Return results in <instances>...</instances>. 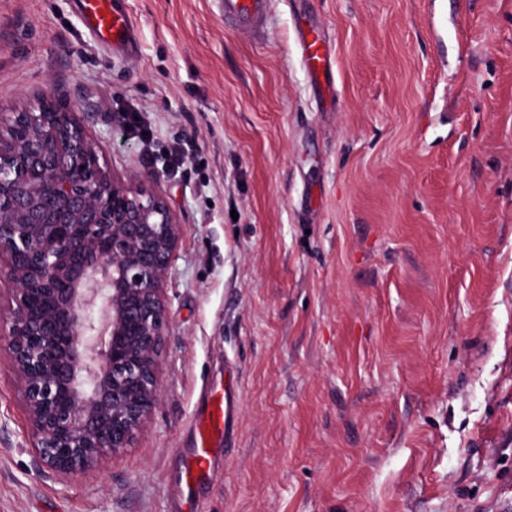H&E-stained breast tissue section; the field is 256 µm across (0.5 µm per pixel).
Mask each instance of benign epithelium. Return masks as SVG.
Instances as JSON below:
<instances>
[{
	"instance_id": "7a95c632",
	"label": "benign epithelium",
	"mask_w": 512,
	"mask_h": 512,
	"mask_svg": "<svg viewBox=\"0 0 512 512\" xmlns=\"http://www.w3.org/2000/svg\"><path fill=\"white\" fill-rule=\"evenodd\" d=\"M51 97L0 113V334L38 463L95 475L154 413L181 225Z\"/></svg>"
}]
</instances>
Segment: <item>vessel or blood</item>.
Instances as JSON below:
<instances>
[{
  "mask_svg": "<svg viewBox=\"0 0 512 512\" xmlns=\"http://www.w3.org/2000/svg\"><path fill=\"white\" fill-rule=\"evenodd\" d=\"M224 20L235 30L251 33L262 28L269 13V0H221ZM79 10L88 29L113 48L125 49L132 44V23L121 0H79ZM300 62L310 78L319 85L322 95L334 93L331 41L313 25L301 26L297 35ZM236 406L230 396L212 399L208 408L195 420L197 441L190 449L180 478L179 497L185 512H195L194 488L208 474L209 440L230 438Z\"/></svg>",
  "mask_w": 512,
  "mask_h": 512,
  "instance_id": "obj_1",
  "label": "vessel or blood"
}]
</instances>
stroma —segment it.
<instances>
[{
    "label": "stroma",
    "instance_id": "stroma-1",
    "mask_svg": "<svg viewBox=\"0 0 512 512\" xmlns=\"http://www.w3.org/2000/svg\"><path fill=\"white\" fill-rule=\"evenodd\" d=\"M125 6L127 56L77 0H0V112L55 97L116 177L160 173L182 228L160 400L63 481L1 360L0 512H181L214 388L236 423L199 512H512V0H273L252 34L218 0ZM301 20L332 40L334 102ZM297 43L300 62L315 84L322 87V97L333 95L336 87L332 79L330 39L322 29L306 24L300 26Z\"/></svg>",
    "mask_w": 512,
    "mask_h": 512
}]
</instances>
